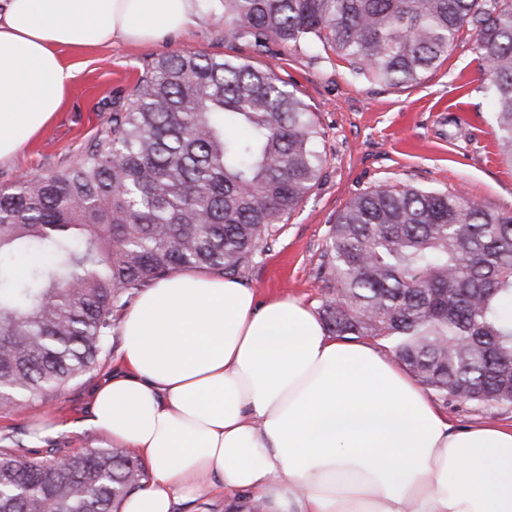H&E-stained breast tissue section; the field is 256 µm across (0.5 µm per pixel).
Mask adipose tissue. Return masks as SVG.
<instances>
[{
	"label": "adipose tissue",
	"mask_w": 512,
	"mask_h": 512,
	"mask_svg": "<svg viewBox=\"0 0 512 512\" xmlns=\"http://www.w3.org/2000/svg\"><path fill=\"white\" fill-rule=\"evenodd\" d=\"M196 0H0V161L59 112L63 48L154 43ZM85 427L148 465L120 512L238 495L263 512H512V428L455 426L368 338L329 333L301 302L176 272L121 322Z\"/></svg>",
	"instance_id": "obj_1"
}]
</instances>
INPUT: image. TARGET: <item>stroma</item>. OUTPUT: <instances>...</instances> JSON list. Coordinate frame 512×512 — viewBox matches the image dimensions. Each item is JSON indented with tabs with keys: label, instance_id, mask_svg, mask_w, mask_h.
<instances>
[{
	"label": "stroma",
	"instance_id": "obj_1",
	"mask_svg": "<svg viewBox=\"0 0 512 512\" xmlns=\"http://www.w3.org/2000/svg\"><path fill=\"white\" fill-rule=\"evenodd\" d=\"M198 18L181 34L151 45L117 41L91 49H65L74 77L51 124L12 160L0 162V186L23 182L75 159L107 124L116 103H128L137 79L159 56L182 51L238 55L269 65L311 105L324 135L320 178L286 224L241 267L237 278L259 296H288L320 309L334 287L323 264L329 229L359 193L377 185L413 184L452 192L512 211V165L496 144L495 113L486 65L465 31L438 69L420 83L395 89L354 76L332 51L274 45L259 53L226 37L217 9L197 4ZM120 345L112 335L107 351L83 376L60 385L47 402L0 405V433L19 439L26 454L61 448L77 454L97 447L100 432L74 423L88 414L92 392L114 364ZM449 421L472 425L491 421L512 427V406L459 401L443 404ZM44 425V439L32 438Z\"/></svg>",
	"mask_w": 512,
	"mask_h": 512
}]
</instances>
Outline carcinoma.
<instances>
[{"label":"carcinoma","mask_w":512,"mask_h":512,"mask_svg":"<svg viewBox=\"0 0 512 512\" xmlns=\"http://www.w3.org/2000/svg\"><path fill=\"white\" fill-rule=\"evenodd\" d=\"M227 36L264 51L321 46L351 73L419 84L462 29L493 88L512 162V0H222ZM311 106L269 67L163 55L128 107L62 169L0 188V403L45 401L92 369L114 313L182 270L248 263L318 182ZM50 260L20 270L13 259ZM336 336L389 341L436 399L512 405V212L461 192L378 185L331 225ZM125 448L30 457L0 435V512H119L148 480Z\"/></svg>","instance_id":"cac0c4a2"}]
</instances>
